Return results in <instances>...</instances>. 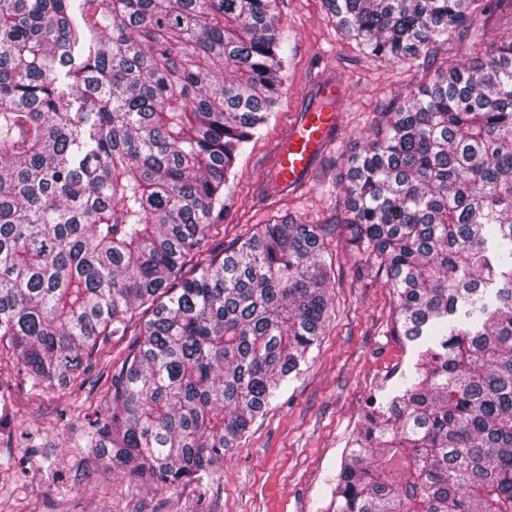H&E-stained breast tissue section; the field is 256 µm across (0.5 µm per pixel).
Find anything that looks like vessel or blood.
Returning <instances> with one entry per match:
<instances>
[{
  "instance_id": "vessel-or-blood-1",
  "label": "vessel or blood",
  "mask_w": 512,
  "mask_h": 512,
  "mask_svg": "<svg viewBox=\"0 0 512 512\" xmlns=\"http://www.w3.org/2000/svg\"><path fill=\"white\" fill-rule=\"evenodd\" d=\"M341 93L342 88L335 81L322 82L317 90V101L294 120L287 140L277 154L275 170L283 186H299L307 178L315 158L329 145L339 118L334 104Z\"/></svg>"
}]
</instances>
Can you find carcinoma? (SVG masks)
Wrapping results in <instances>:
<instances>
[{
    "label": "carcinoma",
    "instance_id": "cac0c4a2",
    "mask_svg": "<svg viewBox=\"0 0 512 512\" xmlns=\"http://www.w3.org/2000/svg\"><path fill=\"white\" fill-rule=\"evenodd\" d=\"M72 2L0 0V346L36 396L112 371L75 447L176 490L220 468L334 303L318 225L205 250L280 96L279 0ZM482 2L325 0L389 61ZM337 187L396 335L430 345L363 415L327 512H512V29L411 90ZM14 413L0 387L1 444Z\"/></svg>",
    "mask_w": 512,
    "mask_h": 512
}]
</instances>
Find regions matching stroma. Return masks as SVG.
<instances>
[{"label":"stroma","instance_id":"35a3bbf8","mask_svg":"<svg viewBox=\"0 0 512 512\" xmlns=\"http://www.w3.org/2000/svg\"><path fill=\"white\" fill-rule=\"evenodd\" d=\"M512 25V13L474 14L462 36L438 46L431 61L388 62L343 36L324 0H281L276 27L286 51V82L269 122L238 159L224 188V211L210 248L229 244L275 215L297 214L322 227L331 249L336 308L321 342L257 418L223 468L199 485L175 491L134 487L75 447L78 424L61 420L60 404L76 397L88 412L101 408L93 385L39 397L14 380L15 425L29 443L0 446V512H323L342 453L370 399L393 390L411 369L417 347L393 335L392 294L358 273L366 257L345 240L337 219L345 209L336 183L348 162L381 131L409 90L431 83L438 69L469 62ZM340 81V123L305 184L269 199L265 182L297 113L322 77Z\"/></svg>","mask_w":512,"mask_h":512}]
</instances>
